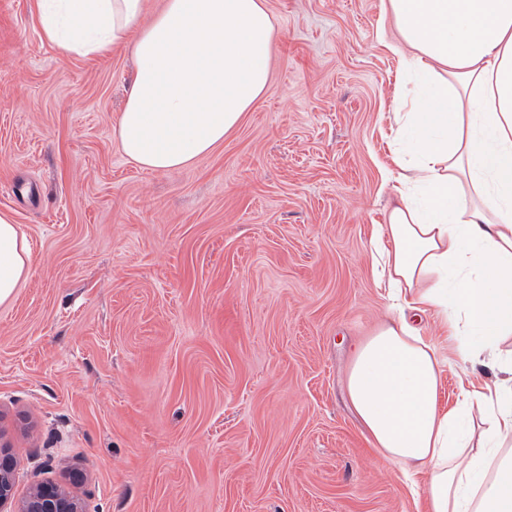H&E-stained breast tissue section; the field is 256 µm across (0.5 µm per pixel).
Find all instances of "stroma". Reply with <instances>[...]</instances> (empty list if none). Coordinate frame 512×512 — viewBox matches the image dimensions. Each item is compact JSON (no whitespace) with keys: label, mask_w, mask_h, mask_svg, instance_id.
Listing matches in <instances>:
<instances>
[{"label":"stroma","mask_w":512,"mask_h":512,"mask_svg":"<svg viewBox=\"0 0 512 512\" xmlns=\"http://www.w3.org/2000/svg\"><path fill=\"white\" fill-rule=\"evenodd\" d=\"M382 0H267L271 79L223 144L169 172L112 134L135 60L43 37L0 0V212L32 254L0 305V435L17 496L89 512H424L348 397L393 315L371 255L397 186L400 58ZM440 401L493 398L422 318Z\"/></svg>","instance_id":"35a3bbf8"}]
</instances>
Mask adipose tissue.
Returning a JSON list of instances; mask_svg holds the SVG:
<instances>
[{
    "label": "adipose tissue",
    "instance_id": "ef3b65f1",
    "mask_svg": "<svg viewBox=\"0 0 512 512\" xmlns=\"http://www.w3.org/2000/svg\"><path fill=\"white\" fill-rule=\"evenodd\" d=\"M65 52L136 62L114 135L136 166L184 168L223 144L266 90L276 29L266 0H37ZM406 83L395 114L398 187L375 249L399 315L355 350L349 398L374 448L407 480L426 475L428 512H512V386L494 404L440 405L441 361L415 321L462 337V364L501 367L512 335V0H383ZM31 265L0 213V303Z\"/></svg>",
    "mask_w": 512,
    "mask_h": 512
}]
</instances>
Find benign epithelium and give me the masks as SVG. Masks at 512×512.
<instances>
[{"label": "benign epithelium", "instance_id": "benign-epithelium-1", "mask_svg": "<svg viewBox=\"0 0 512 512\" xmlns=\"http://www.w3.org/2000/svg\"><path fill=\"white\" fill-rule=\"evenodd\" d=\"M16 462L9 452V443L0 433V512H87L83 501L68 489L37 483L26 496H15Z\"/></svg>", "mask_w": 512, "mask_h": 512}]
</instances>
